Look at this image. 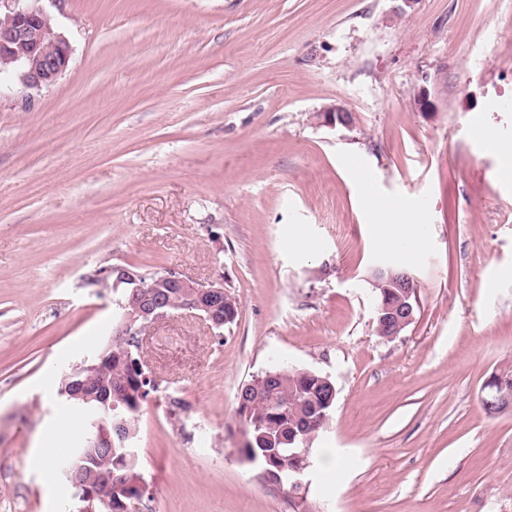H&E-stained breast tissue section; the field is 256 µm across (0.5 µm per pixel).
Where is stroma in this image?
<instances>
[{"label":"stroma","mask_w":512,"mask_h":512,"mask_svg":"<svg viewBox=\"0 0 512 512\" xmlns=\"http://www.w3.org/2000/svg\"><path fill=\"white\" fill-rule=\"evenodd\" d=\"M41 6L68 67L0 74V512H79L58 390L112 338L114 265L238 302L221 331L185 310L147 331L131 512H512V410L482 401L512 370V167L473 136L512 144V0ZM333 105L350 126L320 123ZM370 193L417 219L414 252L379 245ZM382 265L417 285L393 339ZM282 362L337 390L297 493L239 454L237 394ZM382 269H384V271H385V273H383V274L381 273V271H379V269H375L373 271L374 286L376 288L377 295H378L376 313L380 307L381 308H380L379 312L384 310V305H382L384 298H386V301L391 303L392 305H396L399 301L398 297L392 294L391 290L395 289V288H393L392 284L389 282L388 277H389V270L392 271L394 274L400 273L402 270L385 268V267H382Z\"/></svg>","instance_id":"1"}]
</instances>
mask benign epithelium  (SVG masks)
Instances as JSON below:
<instances>
[{"label": "benign epithelium", "instance_id": "1", "mask_svg": "<svg viewBox=\"0 0 512 512\" xmlns=\"http://www.w3.org/2000/svg\"><path fill=\"white\" fill-rule=\"evenodd\" d=\"M39 0H0V16L6 23L0 25V72H12L22 87L37 89L54 83L67 67L72 48L66 37L56 30L51 17L40 7ZM319 118L328 126L349 125L348 112L340 107L331 106L320 113ZM132 284L134 296L130 309L125 311L118 321L119 333L136 337V343L143 342V330L170 315L168 303L162 297L155 299L137 298L141 287L140 275L129 269L117 266L103 272ZM157 288H177L183 294V308L193 310L214 328L221 326V320L215 317L216 310L224 298V282L214 281L206 288H199L174 272H167L155 281ZM485 396L483 405L496 413L512 408V393L504 391L502 378L494 374L483 387ZM88 446L99 450H110L113 446L112 427L105 423L90 430L87 436ZM75 484L84 486L81 499L87 502L83 506L90 512L88 503L101 496L112 485L107 480L103 485H93V480L78 478L81 465H66Z\"/></svg>", "mask_w": 512, "mask_h": 512}]
</instances>
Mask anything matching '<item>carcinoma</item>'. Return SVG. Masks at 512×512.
<instances>
[{"instance_id":"obj_1","label":"carcinoma","mask_w":512,"mask_h":512,"mask_svg":"<svg viewBox=\"0 0 512 512\" xmlns=\"http://www.w3.org/2000/svg\"><path fill=\"white\" fill-rule=\"evenodd\" d=\"M377 305L387 301L393 305L389 273L373 271ZM112 362L104 365L91 380L90 388L99 393L112 391V452L94 450L85 461L87 471L100 480L112 475V491L106 501H93L94 512H125L126 504L140 494L135 484L138 455L123 446L132 433V423L150 394L159 389L154 379L143 378L138 365L140 354L132 336H112ZM317 372L281 365L251 377L254 387L238 395L237 414L241 424L243 458L258 470L265 483L291 487L295 469L311 456L301 459L294 453L311 448L315 435L325 426L336 400L330 387ZM69 403L83 410L84 430H89L100 409V401L84 402L72 398Z\"/></svg>"}]
</instances>
